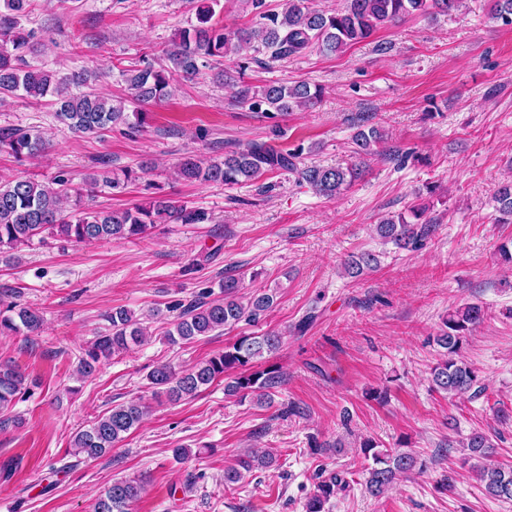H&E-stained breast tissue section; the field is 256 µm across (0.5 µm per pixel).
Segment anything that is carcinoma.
I'll list each match as a JSON object with an SVG mask.
<instances>
[{"label": "carcinoma", "instance_id": "obj_1", "mask_svg": "<svg viewBox=\"0 0 512 512\" xmlns=\"http://www.w3.org/2000/svg\"><path fill=\"white\" fill-rule=\"evenodd\" d=\"M30 0H0V99L18 96L39 101L52 97L56 120L79 136H97L107 129H123L134 134L144 127L148 113L128 109L126 103L148 104L167 98L172 93L173 76L192 79L207 65L212 79L224 83V57L245 46L269 54L271 60L301 55L312 45L331 52H343L365 41L379 28L394 24L412 14L431 17L438 13L460 10L464 0H343L340 9H314L310 0H284L283 8L274 11L267 0H247L254 22L246 28L227 29L211 23L212 7L202 5L197 11V24L175 34L169 53L172 69L157 68L145 62L141 68L124 74L127 98L113 100L95 91L83 92L92 75L86 72L59 77L26 61L44 46L43 38L34 29L27 30L22 20L27 16ZM491 18L512 25V0H493ZM322 94L319 87L306 82L292 86L267 84L260 88L241 86L240 102L268 119L284 116L314 104ZM363 117L354 137V154L358 162L347 166L306 165L302 162L304 148L300 145L277 148L265 141H253L244 148L224 154V158L206 163L192 156L184 158L176 174L186 180L227 187L253 183L267 173L288 174L298 186H307L316 194L332 199L360 180L366 172L364 158L380 154L378 147L386 140L380 128L366 126ZM15 159L35 160L48 149L39 133L32 130L7 129L0 132V149ZM67 195V180L59 176L49 186L33 176H17L0 181V253L29 243L33 238L59 237L71 243H94L113 238L139 239L159 224H204L210 221L207 212L189 207L165 196H151L143 202L122 210H102L81 204L66 212L62 198ZM494 199L497 222L512 221V180L498 183ZM436 221L426 217V208L416 205L408 214L399 213L382 218L376 224L377 234L398 248L418 251L435 232ZM378 267L375 254L364 251L348 256L344 271L356 277L365 270ZM221 296L188 304L173 329L167 331L170 341L191 342L216 330L231 329L241 322L256 323L274 305V295L257 293L247 301L237 296L238 283L227 278L219 285ZM107 332L96 336L83 349L77 373L84 379L98 371L102 361L140 343L142 330L134 312L114 308L104 314ZM484 320L478 304H465L448 313L434 342L444 350V358L432 369L434 388L456 396L469 392L478 382L476 371L458 357L463 338ZM43 317L15 300L0 299V335L37 334ZM281 337L274 333L241 336L224 346V350L187 370L169 364L155 366L148 374L150 384L166 393L171 401L196 396L215 380L229 375L225 384L228 395L242 399L253 397L259 404L272 403L274 392L284 382L276 366L261 367L257 361L274 353ZM34 382L13 362H0V410L11 406L20 395L31 390ZM146 408L131 401L112 407L91 426L76 432L72 438V454L94 460L112 449L125 434L138 426ZM462 447L482 459L491 454L493 439L483 431H474L461 442ZM362 452L372 459L365 487L373 496H380L398 479L413 471L416 455L408 451H379L371 440L362 444ZM270 452L245 454L237 464L224 469V483L239 482L243 473L272 466ZM484 491L498 500H512V466L486 463L477 468ZM314 492L308 498L305 512H325V506L345 489L347 481L331 472L316 476ZM147 478L138 476L113 483L96 500L94 512H129L146 490Z\"/></svg>", "mask_w": 512, "mask_h": 512}]
</instances>
